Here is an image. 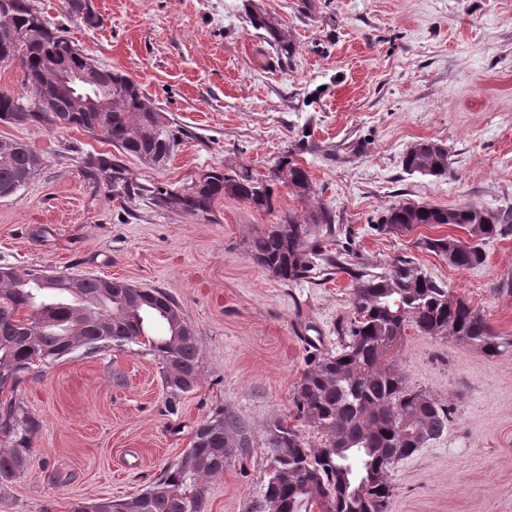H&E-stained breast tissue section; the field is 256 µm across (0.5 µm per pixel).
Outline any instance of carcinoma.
Segmentation results:
<instances>
[{
  "label": "carcinoma",
  "instance_id": "obj_1",
  "mask_svg": "<svg viewBox=\"0 0 512 512\" xmlns=\"http://www.w3.org/2000/svg\"><path fill=\"white\" fill-rule=\"evenodd\" d=\"M251 25L264 31L278 58H291L295 46L282 25L261 11L248 10ZM20 65L31 102L0 95V121L81 128L132 156L160 167L179 148L184 130L146 97L128 76L104 71L61 30L50 25L31 0H0V66ZM66 66L79 76L71 84L51 76L49 65ZM104 92L101 106L85 105V94ZM286 150L259 174L240 166L211 170L184 191L141 184L121 157L99 159L95 170L112 192L148 197L164 210L205 217L221 199L242 200L273 212L274 185L301 198L315 195L308 171ZM40 154L22 140H0V191L16 192L41 171ZM411 174L446 177L448 148L435 141L413 144L403 157ZM420 224L455 225L471 242L453 236L426 238L421 247L459 269L485 261L484 245L512 229V209L496 213L475 205L441 208L399 203L387 208L380 232L402 235ZM337 228L320 207L309 220L292 217L257 233L251 241L256 262L275 278L297 283L336 267L352 278L354 316L341 329L336 351L315 350L294 391L295 419L319 435L311 445L304 433L274 415L266 423L272 448L260 512H387L393 494L391 463L414 455L448 429L450 408L429 392L413 389L396 354L408 327L426 336H454L494 356L512 347L497 335L480 311L454 295L409 259L397 258L385 273L370 271L352 250L331 255ZM142 345L160 364L165 408L174 414L200 384L203 355L195 327L180 304L162 288H139L123 279L108 285L91 275L60 273L52 281L41 269L0 277V393L19 389L55 363L80 351L87 357ZM39 422L22 402L0 399V491L30 463ZM252 430L239 416L214 409L194 429L191 446L165 466L141 493L86 501L91 512H204L206 483L224 473L231 458L249 457Z\"/></svg>",
  "mask_w": 512,
  "mask_h": 512
}]
</instances>
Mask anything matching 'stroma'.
Returning <instances> with one entry per match:
<instances>
[{
    "instance_id": "obj_1",
    "label": "stroma",
    "mask_w": 512,
    "mask_h": 512,
    "mask_svg": "<svg viewBox=\"0 0 512 512\" xmlns=\"http://www.w3.org/2000/svg\"><path fill=\"white\" fill-rule=\"evenodd\" d=\"M62 2L32 0L188 133L165 166L127 158L137 182L185 188L236 165L264 174L290 149L317 194L310 202L280 188L271 213L222 200L207 220L146 198L125 203L86 165L112 146L72 127L0 122V140L26 141L45 162L0 198V265L165 289L203 348L200 385L174 415L158 362L134 344L75 355L22 385L15 396L40 430L0 512H69L77 499L136 495L218 406L251 426L254 446L208 481L205 512H253L265 423L293 414L310 343L335 349L352 312L348 274L288 284L250 255L255 234L306 217L313 203L332 211L372 271L413 260L512 337V232L486 244L483 265L459 269L419 242L461 229L376 230L398 203L512 208V0H254L287 28L297 48L288 60L250 25L245 0H92L102 18L94 28ZM423 140L447 146L451 175L404 170V153ZM398 362L409 386L452 415L442 437L392 467L388 512H512V348L490 357L411 328Z\"/></svg>"
}]
</instances>
